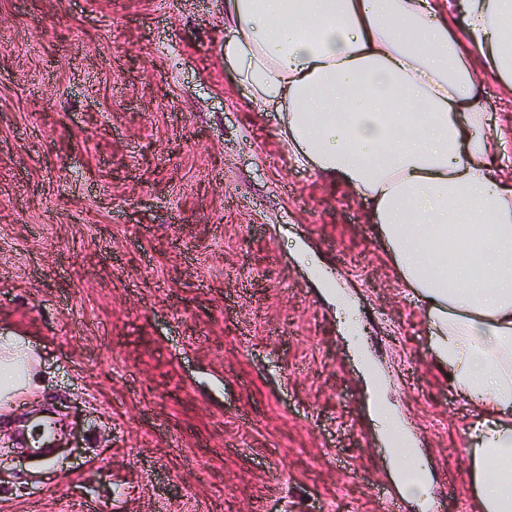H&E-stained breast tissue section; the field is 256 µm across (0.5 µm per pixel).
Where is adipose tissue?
Segmentation results:
<instances>
[{
  "instance_id": "ef3b65f1",
  "label": "adipose tissue",
  "mask_w": 512,
  "mask_h": 512,
  "mask_svg": "<svg viewBox=\"0 0 512 512\" xmlns=\"http://www.w3.org/2000/svg\"><path fill=\"white\" fill-rule=\"evenodd\" d=\"M224 59L297 160L371 202L471 411L470 512H512V173L480 105L484 76L512 89V0H224ZM39 364L0 336L1 405L35 389Z\"/></svg>"
}]
</instances>
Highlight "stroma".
Masks as SVG:
<instances>
[{"label": "stroma", "instance_id": "obj_1", "mask_svg": "<svg viewBox=\"0 0 512 512\" xmlns=\"http://www.w3.org/2000/svg\"><path fill=\"white\" fill-rule=\"evenodd\" d=\"M278 130L224 0H0V335L42 384L0 416V512H468L466 413L371 203ZM398 464L394 469V476L401 482L402 489L408 494L422 495L426 490L425 483L406 481L402 474L414 469L415 464L419 465V461L415 456L414 448H392Z\"/></svg>", "mask_w": 512, "mask_h": 512}]
</instances>
